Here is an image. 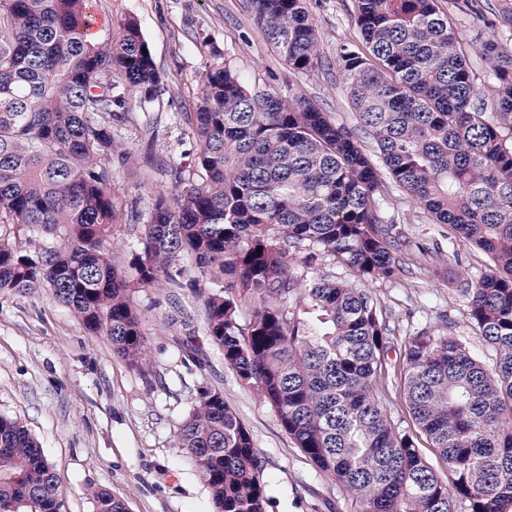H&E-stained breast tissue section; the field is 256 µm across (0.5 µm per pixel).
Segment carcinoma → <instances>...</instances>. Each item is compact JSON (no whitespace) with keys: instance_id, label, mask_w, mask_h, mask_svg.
Segmentation results:
<instances>
[{"instance_id":"obj_1","label":"carcinoma","mask_w":512,"mask_h":512,"mask_svg":"<svg viewBox=\"0 0 512 512\" xmlns=\"http://www.w3.org/2000/svg\"><path fill=\"white\" fill-rule=\"evenodd\" d=\"M87 2L0 0V293L49 288L143 371L131 292L189 288L204 307L195 350L219 349L360 512H512V50L480 46L487 99L437 0H356L363 48L336 58L353 126L304 97L249 89L226 62L209 66L189 116L198 180L174 166L177 201L158 193L147 217L135 213L144 233L128 276L112 265L114 127L163 84L137 21L116 41L94 38ZM252 6L295 74L324 67L306 0ZM389 183L492 267L454 282L493 369L449 333L422 328L404 344L402 392L453 496L379 405L377 377L392 366L377 303L293 268L322 254L369 281L423 264L385 220ZM177 441L215 512H266L261 460L221 392L199 394ZM58 483L28 430L0 416V512H62ZM91 497L95 512H128L108 492Z\"/></svg>"}]
</instances>
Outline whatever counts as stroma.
Returning <instances> with one entry per match:
<instances>
[{"label":"stroma","instance_id":"obj_1","mask_svg":"<svg viewBox=\"0 0 512 512\" xmlns=\"http://www.w3.org/2000/svg\"><path fill=\"white\" fill-rule=\"evenodd\" d=\"M99 28L138 22L164 92L148 107L130 103L120 139L124 153L112 156V188L120 210L113 226L112 262L122 271L144 226L132 212L146 211L155 192L173 193L167 165L186 161L196 149L187 113L195 109L199 77L223 58L254 90L274 88L318 103L338 121L355 117L336 71L346 43L359 44L355 0H307L325 65L299 77L274 51L254 20L249 0H89ZM477 78L486 65L481 44L496 39L512 48V0H439ZM387 217L423 264L399 278L376 279L365 289L391 329L389 357L395 372L378 381L380 406L398 430L415 435L429 466L450 482L448 467L419 434L400 391L404 341L421 328L451 329L486 366L494 351L477 337L462 298L449 278L447 249L460 265L487 270L486 257L448 227L434 223L397 187H390ZM146 334L152 365L143 373L112 353L106 336L89 333L49 289L0 294V415L18 419L41 443L58 476L64 512H94L90 490L122 498L129 512H213L208 489L186 451L177 444L181 421L199 394L216 389L248 429L265 463L266 512H359L280 425L276 412L239 381L215 347L195 360L180 345L201 334L200 296L187 288H140L131 296Z\"/></svg>","mask_w":512,"mask_h":512}]
</instances>
